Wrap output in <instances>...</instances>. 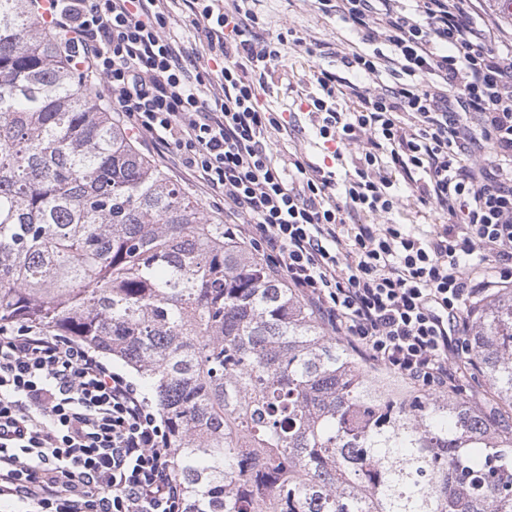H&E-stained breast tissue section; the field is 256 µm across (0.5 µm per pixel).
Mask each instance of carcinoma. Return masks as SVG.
Listing matches in <instances>:
<instances>
[{
    "label": "carcinoma",
    "mask_w": 512,
    "mask_h": 512,
    "mask_svg": "<svg viewBox=\"0 0 512 512\" xmlns=\"http://www.w3.org/2000/svg\"><path fill=\"white\" fill-rule=\"evenodd\" d=\"M130 366L184 512H512V424L402 389L328 334L101 109L36 0H0V333ZM512 410V289L471 311Z\"/></svg>",
    "instance_id": "carcinoma-1"
}]
</instances>
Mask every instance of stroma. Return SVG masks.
Wrapping results in <instances>:
<instances>
[{
  "label": "stroma",
  "instance_id": "35a3bbf8",
  "mask_svg": "<svg viewBox=\"0 0 512 512\" xmlns=\"http://www.w3.org/2000/svg\"><path fill=\"white\" fill-rule=\"evenodd\" d=\"M253 11L259 18L258 33L265 38L295 31L304 38L301 46L285 43L283 58L272 66L260 95L261 103L278 113H294L296 130L293 134L296 149L313 162L331 158L335 143L322 142L315 135L318 120L309 112L304 100L316 94L317 86L312 79L315 67L342 72L343 67L336 56L324 53V46H335L344 42L360 46L361 38L349 25L335 14L319 10L316 0H254ZM315 47V54H308V47ZM156 166L190 200L208 222L220 224L224 221V203L195 187L178 174L168 163L157 161Z\"/></svg>",
  "mask_w": 512,
  "mask_h": 512
}]
</instances>
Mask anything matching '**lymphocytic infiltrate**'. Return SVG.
I'll return each instance as SVG.
<instances>
[{
  "label": "lymphocytic infiltrate",
  "mask_w": 512,
  "mask_h": 512,
  "mask_svg": "<svg viewBox=\"0 0 512 512\" xmlns=\"http://www.w3.org/2000/svg\"><path fill=\"white\" fill-rule=\"evenodd\" d=\"M359 31L352 71L314 70L325 141L355 147L344 182L269 149L290 121L259 101L282 60L249 0H45L67 53L137 138L224 202V232L260 255L372 366L455 392L472 344L464 309L512 288V38L473 0H317ZM202 35L183 47L174 13ZM221 61L213 71L201 53ZM393 76L395 86L383 83ZM354 108L334 107L337 98ZM491 159L472 160L478 149ZM446 220L395 223L397 179ZM370 216L367 224L347 215ZM166 424L139 386L68 336L0 334V503L22 512H182Z\"/></svg>",
  "instance_id": "obj_1"
}]
</instances>
